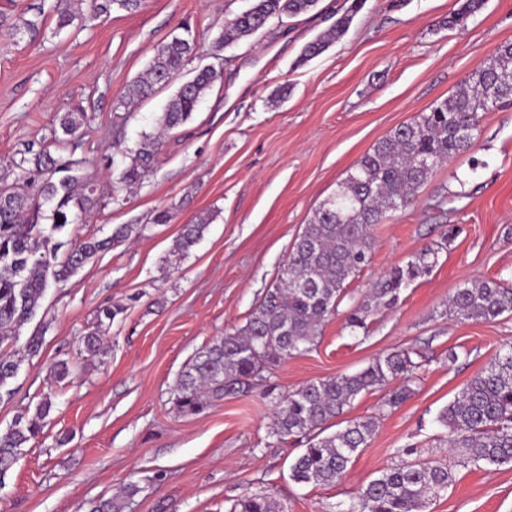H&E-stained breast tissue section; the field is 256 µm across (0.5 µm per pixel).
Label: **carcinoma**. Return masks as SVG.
<instances>
[{
    "label": "carcinoma",
    "instance_id": "obj_1",
    "mask_svg": "<svg viewBox=\"0 0 512 512\" xmlns=\"http://www.w3.org/2000/svg\"><path fill=\"white\" fill-rule=\"evenodd\" d=\"M319 0H253L248 11L224 22L214 42L218 51L248 38L273 18L297 17L313 10ZM446 26L463 27L481 12L485 0H458ZM141 0H56V27L74 21L107 16L113 5L133 11ZM365 0H352L348 10L329 29L308 43L302 60L322 54L349 29ZM41 21L0 16V29L8 34L34 35ZM193 38L172 37L158 46L145 75L128 89L129 99L141 100L172 86L185 64L197 54ZM512 44L498 48L448 97L434 102L378 140L349 170L336 192L315 210L304 225L286 260L288 275L267 289L246 323L200 352L179 376L175 406L184 415L203 412L211 402L243 396L263 387L273 398L272 435L282 442L306 439V448L291 465V478L299 484L330 485L348 471L356 456L368 446L377 427L373 416L346 421L330 434V422L345 415L353 401L366 393H381V407L395 409L413 394L419 380L417 351L394 350L376 357L365 369L352 374L310 381L294 390H280L271 382L275 367L309 351L317 344L321 328L349 296L347 280L362 270L374 250V227L387 212L412 203L435 167L470 151L478 138L481 115L490 111V94L499 106L512 105ZM221 75L200 69L186 87L179 86L157 118L160 133H143L129 162L112 180L110 200H125L124 192L138 183L153 164L162 146L161 135L170 134L191 120L201 99ZM88 116L77 107L59 117V129L29 145L10 167L26 175L9 182L10 172L0 173V340L17 338L37 315L48 289L66 285L94 257L125 242L138 239L145 224H119L105 238L70 235L59 238L74 225L78 213L99 202L96 184L85 174L86 160L76 159V140L84 135ZM421 158L435 161L418 165ZM52 205L50 227L38 223L44 205ZM209 219L200 217L182 225L171 253L184 256L204 237ZM438 252L426 248L405 266H394L373 282L365 299L346 317L352 330L366 328L370 313L390 310L402 290L430 274ZM449 313L458 319L492 321L512 315V285L504 279L479 281L460 288L448 300ZM126 311L120 303L99 310L98 326L82 340L83 352L96 355L103 346L101 326L113 323ZM44 329L36 328L22 349H0V401L15 394L12 381L20 363L37 355ZM54 408L47 394L0 431V478L15 464L23 448L44 435L46 419ZM434 422L456 463L479 467L512 466V345L500 349L458 395L438 411ZM454 482L452 466L432 461H403L371 479L336 512H426L431 499ZM230 512H282L275 499L253 494L237 500Z\"/></svg>",
    "mask_w": 512,
    "mask_h": 512
}]
</instances>
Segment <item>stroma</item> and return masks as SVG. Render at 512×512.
Returning a JSON list of instances; mask_svg holds the SVG:
<instances>
[{
	"instance_id": "1",
	"label": "stroma",
	"mask_w": 512,
	"mask_h": 512,
	"mask_svg": "<svg viewBox=\"0 0 512 512\" xmlns=\"http://www.w3.org/2000/svg\"><path fill=\"white\" fill-rule=\"evenodd\" d=\"M55 2L0 0L8 17L43 19L33 39L0 31V168L80 105L89 127L75 155L104 188L125 164L113 154L114 140L135 148L170 96L164 90L138 105L126 96L157 47L187 34L211 61L225 20L252 0H142L135 11L116 8L61 31ZM347 7L348 0H320L310 13L271 20L223 48L222 80L193 120L164 139L124 205L80 214L83 235L103 238L117 224L146 231L100 255L66 287L48 290L37 314L47 326L43 347L22 363L15 397L0 401V430L48 390L56 406L43 437L0 481V512H94L111 497L123 512H230L247 494L272 495L284 512H332L399 463L402 449L449 461L436 413L512 344V315L473 322L445 312L449 297L471 282L512 281V106L484 114L473 150L438 166L416 203L376 225L369 265L347 281L350 299L324 323L316 347L274 370L273 382L291 390L356 373L385 352L421 353V379L404 404L379 411L373 393L348 409L350 419L378 415L379 427L342 480L291 479L304 445L272 437L270 399L225 398L191 416L174 404L181 371L245 323L350 167L512 43V0H487L452 30L445 20L456 0H366L343 38L300 62L303 47ZM162 210L173 214L171 223H154ZM201 215L211 219L204 238L168 265L182 225ZM427 247L438 251L432 273L405 290L396 308L348 328L352 302ZM116 301L127 310L108 327L105 352L86 357L81 336L96 326L98 309ZM62 359L75 380L56 386L50 368ZM131 485L137 492L129 497ZM427 512H512V468H456L454 484Z\"/></svg>"
}]
</instances>
